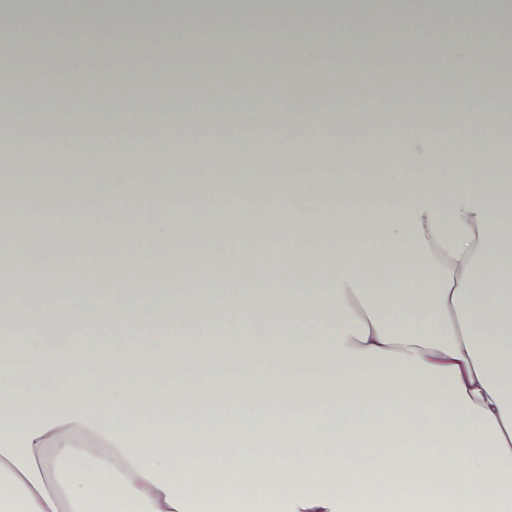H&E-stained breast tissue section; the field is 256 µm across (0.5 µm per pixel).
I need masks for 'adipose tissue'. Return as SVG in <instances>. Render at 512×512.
Instances as JSON below:
<instances>
[{"instance_id":"ef3b65f1","label":"adipose tissue","mask_w":512,"mask_h":512,"mask_svg":"<svg viewBox=\"0 0 512 512\" xmlns=\"http://www.w3.org/2000/svg\"><path fill=\"white\" fill-rule=\"evenodd\" d=\"M506 0H417L419 22L388 25L402 87L438 76L418 65L425 35L452 38L443 68L454 81L457 112L442 119L408 113L398 124L402 171L410 190L401 210L356 209L359 169L389 167L345 112L320 120L290 114L274 124L264 112L211 120L208 149L188 148L187 127L163 112L100 114L91 123L106 147L73 153L89 121L56 114H14L0 137V193L26 181L32 156L49 158L42 184L74 194L94 183L115 191L108 224H68L71 241L101 245L94 266L102 287L28 278L35 308L22 329L0 336V375L31 371L0 386V512H512V224H495L486 199L512 195V142L477 140L481 122L508 127L512 115L474 94L512 75L500 54ZM387 0H190L188 14L209 18L208 42L246 46L210 60L197 105L233 88L249 96V63L266 61L264 33L278 23L304 30L305 79L328 80L350 96L360 31L377 29ZM169 0H76L53 24L19 42L36 58L40 94L61 97L53 45L60 24L92 29L112 18L109 53L128 54L124 35L149 31ZM484 34L473 51L475 34ZM189 29L163 44L143 42L156 85L173 88L199 67L186 52ZM274 128L265 159L254 162L246 131ZM336 135V157L322 141L299 146L303 131ZM152 158L151 169L129 164ZM320 198L336 167V207L322 224L314 210L281 224L263 209L227 224L169 220L120 235L127 208L169 203L173 168L195 177L197 195L213 186L236 199L240 187L225 154ZM447 206H440L439 198ZM23 225L0 229V320L17 307L15 262L49 264L59 234L39 235L42 212L22 210ZM63 232V233H64ZM205 288L186 289L202 275ZM161 310L166 327L128 362L126 332ZM285 328L268 332L272 321ZM177 336H169V329ZM95 340H88V333ZM70 338L66 353L57 336Z\"/></svg>"}]
</instances>
